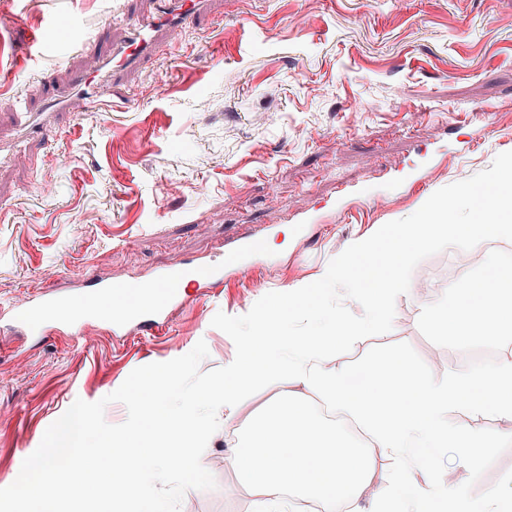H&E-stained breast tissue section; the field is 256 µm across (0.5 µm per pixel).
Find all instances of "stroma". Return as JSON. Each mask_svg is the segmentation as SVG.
I'll return each instance as SVG.
<instances>
[{
	"instance_id": "1",
	"label": "stroma",
	"mask_w": 512,
	"mask_h": 512,
	"mask_svg": "<svg viewBox=\"0 0 512 512\" xmlns=\"http://www.w3.org/2000/svg\"><path fill=\"white\" fill-rule=\"evenodd\" d=\"M154 0H0V140L40 112L76 70L92 71L124 31L114 16ZM81 18L99 45L73 50L56 15ZM48 48L36 53L30 29ZM132 102L106 115L66 109L61 137L14 140L0 155V301L55 285L81 295L85 275L136 282L177 262L219 255L227 238L273 226L266 264L170 310L163 336L114 334L90 320L79 339L18 336L0 326V488L78 399L96 402L136 368L205 341L201 371L235 358L212 327L271 291L311 282L351 243L416 212L435 191L512 151V0H212L166 53L124 75ZM355 189L344 198L340 186ZM300 216L311 223L293 233ZM448 266L423 260L398 297L390 332L325 360L338 371L377 345L409 343L435 377L447 348L417 321L422 283ZM239 403L202 464L214 489L187 491L180 512H253L256 491L225 467L241 430L282 394Z\"/></svg>"
}]
</instances>
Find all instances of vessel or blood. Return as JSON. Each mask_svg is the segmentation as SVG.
I'll use <instances>...</instances> for the list:
<instances>
[{
  "label": "vessel or blood",
  "instance_id": "vessel-or-blood-1",
  "mask_svg": "<svg viewBox=\"0 0 512 512\" xmlns=\"http://www.w3.org/2000/svg\"><path fill=\"white\" fill-rule=\"evenodd\" d=\"M209 0H159L160 6L147 15H136L124 22L125 40L113 46L99 60L96 73H78L72 78L69 96L50 98L44 112L28 117L21 130L29 135L56 137L53 116L68 107L70 96L81 98L86 108H93L99 97L115 95L121 84L119 75L138 70L152 55L169 46L179 35L190 31L200 21ZM265 234L248 230L224 244L223 261L205 263L181 262L160 271L150 282L130 287L124 283L91 278L86 282L91 293L86 298L84 314L73 313L68 299L54 290H46L19 304H0V321L31 333L47 329L77 336L83 328L84 316H98L104 302L128 297L127 307L106 316L114 331L134 324L149 336L166 334V315L172 305L188 301V288L201 277L220 283L225 270H239L243 259L264 247Z\"/></svg>",
  "mask_w": 512,
  "mask_h": 512
}]
</instances>
